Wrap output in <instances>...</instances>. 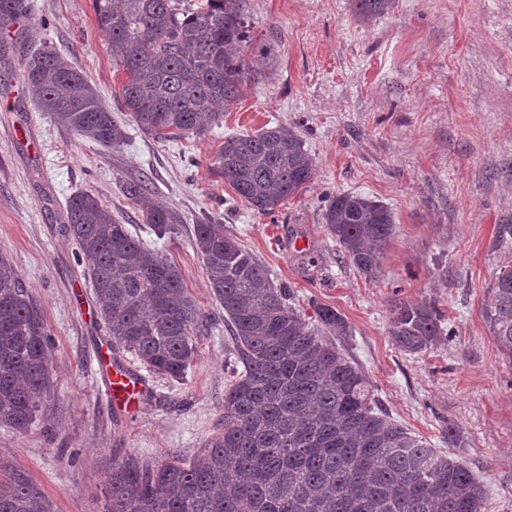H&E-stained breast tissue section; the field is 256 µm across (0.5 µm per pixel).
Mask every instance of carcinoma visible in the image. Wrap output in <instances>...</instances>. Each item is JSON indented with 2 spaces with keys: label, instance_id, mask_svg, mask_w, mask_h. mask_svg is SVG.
Returning <instances> with one entry per match:
<instances>
[{
  "label": "carcinoma",
  "instance_id": "1",
  "mask_svg": "<svg viewBox=\"0 0 512 512\" xmlns=\"http://www.w3.org/2000/svg\"><path fill=\"white\" fill-rule=\"evenodd\" d=\"M359 16L391 11L395 0H354ZM115 66L126 75L123 111L167 140L199 136L202 118L223 120L250 74L245 0H93ZM29 0H0V31L30 12ZM22 76L41 112L108 147L126 130L96 89L50 46L26 52ZM215 174L264 215L304 190L314 174L303 140L277 126L227 138ZM126 198L159 239L171 213L139 183ZM66 232L91 261L113 350L179 381L196 353L203 320L181 274L162 252L131 234L93 194L68 201ZM324 221L351 263L380 271L394 230L392 213L353 193L329 198ZM195 242L209 288L229 327L233 379L224 392V432L190 461L112 460L108 512H486L485 484L458 458L440 454L381 410L367 375L324 335L346 332L333 309L314 318L291 303L287 286L231 233L208 217ZM486 322L512 360V266L492 286ZM390 334L419 353L445 335L433 304L392 302ZM52 342L41 309L0 254V426L28 432L51 388ZM0 512H53L30 482H0Z\"/></svg>",
  "mask_w": 512,
  "mask_h": 512
}]
</instances>
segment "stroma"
<instances>
[{
	"label": "stroma",
	"instance_id": "35a3bbf8",
	"mask_svg": "<svg viewBox=\"0 0 512 512\" xmlns=\"http://www.w3.org/2000/svg\"><path fill=\"white\" fill-rule=\"evenodd\" d=\"M30 3L33 22L0 36V253L43 312L53 386L27 433L0 427V479L23 476L54 512H107L113 456L189 460L223 431L230 342L195 247L205 213L305 314L336 310L348 326L336 343L390 418L453 449L486 484L488 512H512V362L485 321L496 274L512 264L497 244L498 225L512 222V0H396L368 20L352 0H246L253 74L236 107L202 136L168 141L125 120L117 148L39 112L20 72L23 52L51 46L120 115L124 77L92 0ZM277 125L302 138L315 174L263 215L211 168L225 137ZM130 182L170 211L173 234L150 233L123 192ZM80 192L162 250L203 313L182 381L120 354L149 391L132 415L106 397L95 349L109 336L88 263L65 231L67 202ZM339 192L394 216L377 280L327 230L325 199ZM397 297L434 303L449 335L401 351L389 334Z\"/></svg>",
	"mask_w": 512,
	"mask_h": 512
}]
</instances>
